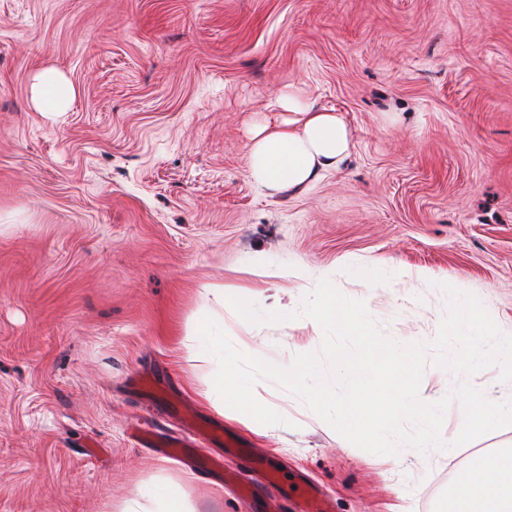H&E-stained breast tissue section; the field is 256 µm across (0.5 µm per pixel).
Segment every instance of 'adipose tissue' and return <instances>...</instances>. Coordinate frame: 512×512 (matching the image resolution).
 Listing matches in <instances>:
<instances>
[{
    "instance_id": "adipose-tissue-1",
    "label": "adipose tissue",
    "mask_w": 512,
    "mask_h": 512,
    "mask_svg": "<svg viewBox=\"0 0 512 512\" xmlns=\"http://www.w3.org/2000/svg\"><path fill=\"white\" fill-rule=\"evenodd\" d=\"M36 106L65 111L74 89L57 69L40 72L31 85ZM254 121L246 164L252 180L271 192L304 188L339 167L352 147L342 112L310 102L303 87L285 86ZM448 512H512V448L475 460L452 485Z\"/></svg>"
}]
</instances>
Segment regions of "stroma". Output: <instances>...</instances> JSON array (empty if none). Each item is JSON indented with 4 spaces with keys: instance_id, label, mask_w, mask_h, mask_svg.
Returning <instances> with one entry per match:
<instances>
[{
    "instance_id": "stroma-1",
    "label": "stroma",
    "mask_w": 512,
    "mask_h": 512,
    "mask_svg": "<svg viewBox=\"0 0 512 512\" xmlns=\"http://www.w3.org/2000/svg\"><path fill=\"white\" fill-rule=\"evenodd\" d=\"M50 67L74 88L67 111L31 100ZM292 82L345 113L353 147L273 195L248 173L247 127ZM260 262L333 273L400 342L435 338L447 284L512 321V0H0V512H121L165 486L191 512H302L296 483L333 512L401 494L448 512L512 426L375 455L268 381L284 421L261 435L204 399L210 366L183 343L212 286L296 314L242 325L225 307L239 347L286 366L321 345L297 315L305 289ZM139 371L222 426L223 472L133 440L135 424L184 434Z\"/></svg>"
}]
</instances>
